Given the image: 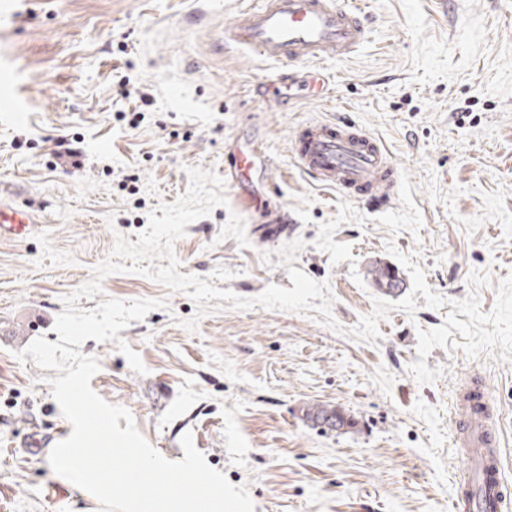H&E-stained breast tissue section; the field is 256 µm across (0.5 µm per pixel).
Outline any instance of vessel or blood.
Wrapping results in <instances>:
<instances>
[{
  "instance_id": "vessel-or-blood-1",
  "label": "vessel or blood",
  "mask_w": 512,
  "mask_h": 512,
  "mask_svg": "<svg viewBox=\"0 0 512 512\" xmlns=\"http://www.w3.org/2000/svg\"><path fill=\"white\" fill-rule=\"evenodd\" d=\"M367 13L358 0H250L225 31L226 44L277 64L273 83L293 81L298 66L322 59L354 56L367 42ZM296 166L323 186L348 198L391 208L398 177L385 145L355 120L306 121L293 135ZM0 185V237L26 235L34 219L7 197ZM466 386L453 389L451 405L458 420L453 443L460 450L470 494L454 500L456 512H512L499 441V415L488 389H481V417L464 414Z\"/></svg>"
}]
</instances>
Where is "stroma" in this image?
Segmentation results:
<instances>
[{"label":"stroma","instance_id":"1","mask_svg":"<svg viewBox=\"0 0 512 512\" xmlns=\"http://www.w3.org/2000/svg\"><path fill=\"white\" fill-rule=\"evenodd\" d=\"M192 0H0V72L10 76L16 117L0 114V179L36 216L20 239L0 238V512H100L91 494L26 448L45 449L72 427L52 396L53 370L15 354L37 337L55 343L63 299L110 257L115 235L137 241L149 213L173 203L188 169L223 173L233 154H263L243 189L225 185L228 207L187 225L174 250L179 271L254 298L291 287L289 268L328 283L331 330L316 318L254 307L204 316L185 293L114 273L85 310L108 298L165 300L120 336L147 369L135 373L113 342L86 340L101 365L90 385L126 407L165 458L183 459L192 433L207 463L245 488L254 512H450L458 468L450 442V391L478 374L498 407L512 480V361L434 348L430 384L408 372L418 333L446 310L416 296L414 314L390 311L377 339L348 336L379 292L371 260L412 255L433 292L477 295L490 312L512 276V0H369L371 37L352 58L312 70L328 92L292 89L282 112L253 95L276 67L221 46L242 0L191 20ZM155 104L139 128L119 121L139 93ZM349 115L382 139L398 171L386 212L342 197L292 159L298 124ZM77 141L84 165L57 164L58 142ZM284 212L268 240L250 202ZM248 247L217 236L231 214ZM302 240L292 266L282 244ZM340 406L354 431L314 428L302 410Z\"/></svg>","mask_w":512,"mask_h":512}]
</instances>
